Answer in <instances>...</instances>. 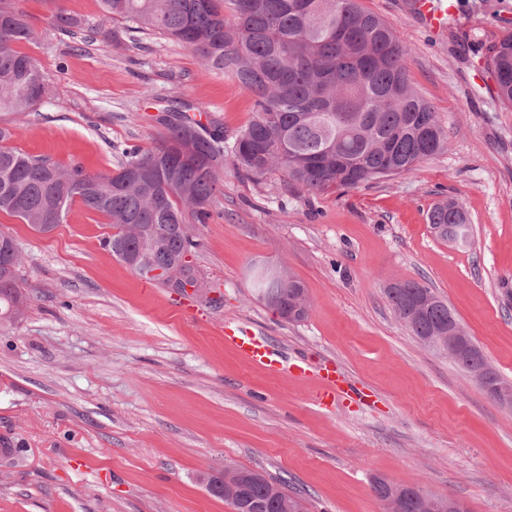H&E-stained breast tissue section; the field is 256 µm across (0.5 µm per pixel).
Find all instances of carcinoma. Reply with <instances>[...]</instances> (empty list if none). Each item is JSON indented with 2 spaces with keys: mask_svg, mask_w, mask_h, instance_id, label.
<instances>
[{
  "mask_svg": "<svg viewBox=\"0 0 512 512\" xmlns=\"http://www.w3.org/2000/svg\"><path fill=\"white\" fill-rule=\"evenodd\" d=\"M105 13L137 30L175 39L194 51L207 68L222 72L255 98L254 117L226 146L224 129L191 117L194 107L178 103L163 108L156 146L129 153L111 176H91L81 166H63L7 145L11 134L0 129V213L38 229L64 222L75 200L103 215L112 233L104 245L119 260L149 250L160 264H173L179 288L195 285L197 275L186 260L196 245L194 224L209 218V206L230 165L261 181L276 176L283 187L311 195L347 190L373 180L410 174L440 153L446 135L432 107L408 78L410 51L394 24L367 12L360 0H101ZM55 29L74 31L82 21L60 8L47 17ZM34 30L27 15L10 0H0V112H32L42 76L33 57L19 50ZM487 69L497 97L512 107V32L490 48ZM192 145L181 160L174 145ZM149 159L148 178L126 174ZM464 209L440 201L428 213L437 234L448 239ZM12 252L0 257V322L12 323L30 298L18 288L23 258L14 239L0 233ZM254 294L271 306L305 290L288 276L276 288L253 282ZM431 289L407 281L388 288L397 318L415 339L431 336L458 319L439 296L418 313L415 296ZM489 362L476 346L464 351L459 368L468 374ZM372 492L391 499L395 512H424L420 496L375 477ZM224 501L243 512L247 502H264L268 512H290L304 505L300 494L265 477L244 486L224 487Z\"/></svg>",
  "mask_w": 512,
  "mask_h": 512,
  "instance_id": "cac0c4a2",
  "label": "carcinoma"
}]
</instances>
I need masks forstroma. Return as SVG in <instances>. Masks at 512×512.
Instances as JSON below:
<instances>
[{
	"mask_svg": "<svg viewBox=\"0 0 512 512\" xmlns=\"http://www.w3.org/2000/svg\"><path fill=\"white\" fill-rule=\"evenodd\" d=\"M409 2L361 0L410 48V81L445 149L410 174L318 196L225 172L190 255L207 296L145 287L81 203L48 233L0 214L33 296L0 325V448L26 451L0 481V512H232L198 480L227 467L284 482L308 512H381L376 476L462 498L470 512H512V407L421 347L385 294L394 281L432 288L512 381V108L485 66L512 30V0H458L460 25L441 31ZM15 3L48 95L37 111L0 112V128L30 155L103 174L154 145L170 102L193 104L230 139L253 116L231 78L174 40L128 30L100 0ZM55 6L83 29L48 27ZM442 198L468 211L467 246L433 232L427 214ZM256 262L302 281L305 321L253 296ZM229 323L261 332L308 377L246 361L224 339ZM328 363L366 399L321 403L315 373Z\"/></svg>",
	"mask_w": 512,
	"mask_h": 512,
	"instance_id": "obj_1",
	"label": "stroma"
}]
</instances>
